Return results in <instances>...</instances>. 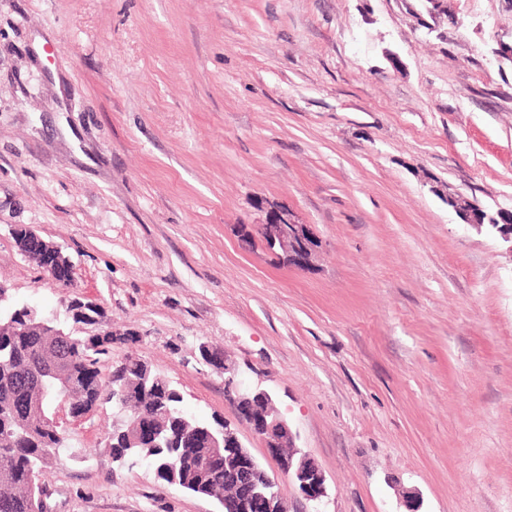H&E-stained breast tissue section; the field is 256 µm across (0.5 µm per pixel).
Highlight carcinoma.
<instances>
[{
    "label": "carcinoma",
    "mask_w": 512,
    "mask_h": 512,
    "mask_svg": "<svg viewBox=\"0 0 512 512\" xmlns=\"http://www.w3.org/2000/svg\"><path fill=\"white\" fill-rule=\"evenodd\" d=\"M62 336H42L37 331L0 335V512H46L43 498L49 470L60 459L66 430H52L40 417L16 414L13 403L20 398L40 403L44 412L52 411L67 396L74 414L83 416L112 401V382L123 384L132 404L128 415L165 410L179 420L182 396L177 389L153 374H146L141 359L128 355L113 366L101 381L91 377L97 364L112 348L110 336H72L67 325L46 319ZM181 434L167 430L158 448H125L118 436L109 437L110 448L126 456L145 459L158 479L194 495L213 494V485L224 483L223 465L210 471L200 469L205 448H180ZM176 457L183 464L172 470Z\"/></svg>",
    "instance_id": "cac0c4a2"
}]
</instances>
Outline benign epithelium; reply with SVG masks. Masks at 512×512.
<instances>
[{"label":"benign epithelium","mask_w":512,"mask_h":512,"mask_svg":"<svg viewBox=\"0 0 512 512\" xmlns=\"http://www.w3.org/2000/svg\"><path fill=\"white\" fill-rule=\"evenodd\" d=\"M448 205L464 224L477 229L487 226L503 241L512 243V216L501 212L491 214L460 196L449 197ZM260 234L268 249L280 251L284 263L300 269L310 265L318 247L312 227L295 221L283 208L267 213L260 225ZM13 237L20 253L41 265L50 279L64 287L71 285L73 265L58 246L29 226H15ZM199 355L204 362L224 372V392L236 408L238 422L262 440L278 470L292 480L301 498L317 506L323 505L328 497L326 477L296 446L295 436L273 395L264 389H242L235 368L222 352L203 345ZM120 429L132 445L157 439L164 429V416L157 413L137 421L124 420L113 427L115 431ZM192 444L208 449L201 461L202 470H208L215 460H223L224 485L232 488L231 494L224 497V512H291L292 506L282 493L277 477L259 464L229 423L217 421L198 428L192 436Z\"/></svg>","instance_id":"obj_1"}]
</instances>
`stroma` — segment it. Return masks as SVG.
Wrapping results in <instances>:
<instances>
[{"label": "stroma", "mask_w": 512, "mask_h": 512, "mask_svg": "<svg viewBox=\"0 0 512 512\" xmlns=\"http://www.w3.org/2000/svg\"><path fill=\"white\" fill-rule=\"evenodd\" d=\"M512 0H0V283L101 306L187 413L225 351L326 476V512H512ZM312 225L283 264L264 206ZM32 227L74 265L19 252ZM67 427L49 512H222ZM448 204L454 208L461 221L471 227L481 229L487 226L495 230L505 242L512 247V215L503 213L490 214L475 203L460 197H449ZM13 237L20 253L29 261L40 264L50 279L64 287L71 285L73 265L58 246L47 242L29 226H15Z\"/></svg>", "instance_id": "stroma-1"}]
</instances>
